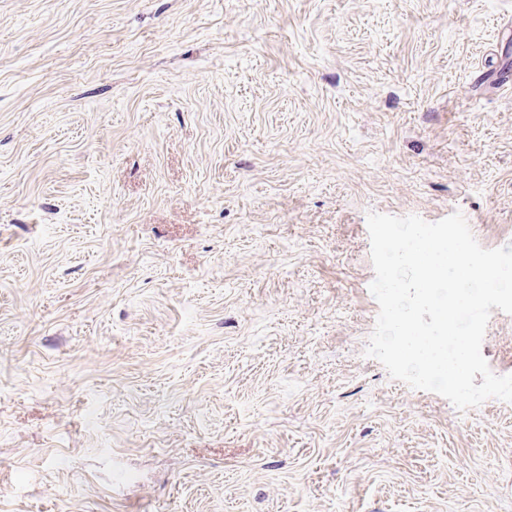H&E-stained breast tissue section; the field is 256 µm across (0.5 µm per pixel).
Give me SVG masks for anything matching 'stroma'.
<instances>
[{"label": "stroma", "instance_id": "35a3bbf8", "mask_svg": "<svg viewBox=\"0 0 512 512\" xmlns=\"http://www.w3.org/2000/svg\"><path fill=\"white\" fill-rule=\"evenodd\" d=\"M457 211L512 0H0V512H512V404L365 354L368 213Z\"/></svg>", "mask_w": 512, "mask_h": 512}]
</instances>
